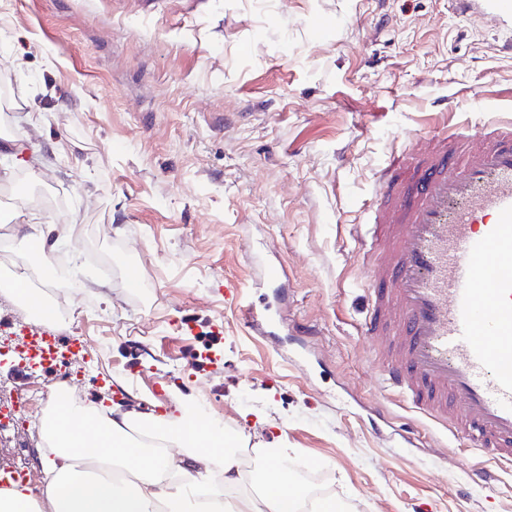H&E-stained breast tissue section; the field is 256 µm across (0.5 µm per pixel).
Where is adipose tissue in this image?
I'll list each match as a JSON object with an SVG mask.
<instances>
[{
    "mask_svg": "<svg viewBox=\"0 0 512 512\" xmlns=\"http://www.w3.org/2000/svg\"><path fill=\"white\" fill-rule=\"evenodd\" d=\"M52 452L44 500L22 489L0 494V512H335L333 497L308 506L286 449L260 465L257 489L232 449L200 416L161 422L107 405L55 406L44 424Z\"/></svg>",
    "mask_w": 512,
    "mask_h": 512,
    "instance_id": "adipose-tissue-1",
    "label": "adipose tissue"
}]
</instances>
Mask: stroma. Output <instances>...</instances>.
Listing matches in <instances>:
<instances>
[{
  "label": "stroma",
  "instance_id": "1",
  "mask_svg": "<svg viewBox=\"0 0 512 512\" xmlns=\"http://www.w3.org/2000/svg\"><path fill=\"white\" fill-rule=\"evenodd\" d=\"M510 41L454 0H0V219L56 225L80 281L50 284L70 391L287 449L348 512H512V466L472 481L487 459L384 387L353 234L392 154L512 116ZM285 290L314 336L249 333ZM62 375L0 356L13 390Z\"/></svg>",
  "mask_w": 512,
  "mask_h": 512
}]
</instances>
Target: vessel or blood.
<instances>
[{"label": "vessel or blood", "mask_w": 512, "mask_h": 512, "mask_svg": "<svg viewBox=\"0 0 512 512\" xmlns=\"http://www.w3.org/2000/svg\"><path fill=\"white\" fill-rule=\"evenodd\" d=\"M461 15L512 0H457ZM354 227L370 268L362 325L388 389L496 463H512V119L429 134L376 175ZM276 335L283 313L245 307Z\"/></svg>", "instance_id": "1"}]
</instances>
